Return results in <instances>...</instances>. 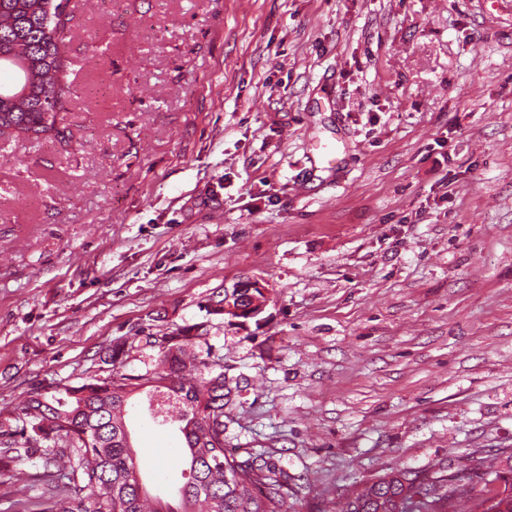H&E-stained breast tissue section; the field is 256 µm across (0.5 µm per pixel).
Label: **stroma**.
I'll list each match as a JSON object with an SVG mask.
<instances>
[{
  "instance_id": "obj_1",
  "label": "stroma",
  "mask_w": 512,
  "mask_h": 512,
  "mask_svg": "<svg viewBox=\"0 0 512 512\" xmlns=\"http://www.w3.org/2000/svg\"><path fill=\"white\" fill-rule=\"evenodd\" d=\"M65 141L0 138V424L145 324H205L226 446L334 512L512 455V0H68ZM340 163L327 168L312 147ZM251 275L260 322L208 315ZM151 486L182 436L130 409ZM0 435V512L43 448Z\"/></svg>"
}]
</instances>
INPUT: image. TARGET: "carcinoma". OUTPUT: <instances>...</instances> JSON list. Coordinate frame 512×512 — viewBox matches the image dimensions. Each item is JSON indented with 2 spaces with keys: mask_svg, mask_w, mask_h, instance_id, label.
<instances>
[{
  "mask_svg": "<svg viewBox=\"0 0 512 512\" xmlns=\"http://www.w3.org/2000/svg\"><path fill=\"white\" fill-rule=\"evenodd\" d=\"M70 67L64 0H0V71L15 72L11 83H0V136L64 137L59 124L71 94ZM167 339L155 363L140 372L126 368L135 342L120 340L98 352L99 362L111 366L107 376L26 393L15 433L27 445L53 443L46 467L81 479L86 491L80 498L58 492L52 512H286L288 475L226 451L224 407L231 388L224 357L210 346L204 356L196 351L207 343L196 324L175 328ZM136 394L144 395L155 423L184 438L189 477L174 502L151 494L142 480L126 423ZM490 474L504 490L469 512H512V478L498 470ZM472 480L390 474L354 485L337 512H407L416 484L424 487L425 500L413 512H460Z\"/></svg>",
  "mask_w": 512,
  "mask_h": 512,
  "instance_id": "1",
  "label": "carcinoma"
}]
</instances>
